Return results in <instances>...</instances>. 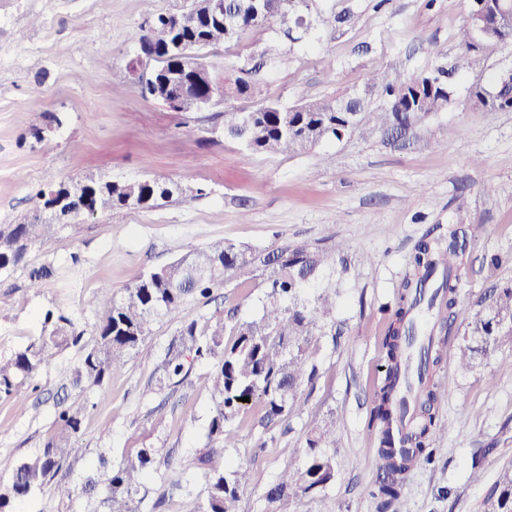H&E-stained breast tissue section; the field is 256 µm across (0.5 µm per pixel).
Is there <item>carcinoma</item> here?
Masks as SVG:
<instances>
[{
	"label": "carcinoma",
	"instance_id": "obj_1",
	"mask_svg": "<svg viewBox=\"0 0 512 512\" xmlns=\"http://www.w3.org/2000/svg\"><path fill=\"white\" fill-rule=\"evenodd\" d=\"M309 0H265V9L249 16L250 28L266 25L278 17L293 21L300 28L301 12ZM498 0H473L457 32L464 48L463 68H482L505 45L497 32L480 35L475 14L494 12ZM139 47L145 57L155 62L146 72L127 69L129 80L140 86L145 98L153 97V86L184 72L181 57L169 52L177 41L185 48H207L229 43L224 23L215 19L205 0H190L189 6L152 18L149 28H141ZM422 84L416 90L406 81L394 80L383 87L387 104L373 113L372 130L390 132L412 126L431 114L442 111L455 97V87L447 76L423 73L415 76ZM187 98L207 96L224 99V85L178 83ZM486 86L473 84L468 89L470 104L485 112H512L511 101L488 103ZM249 128L246 149L257 154H299L331 140L365 135L364 111L338 112L333 102L300 95V103L283 111L269 102L250 112L224 113V135L238 138L237 128ZM86 197L102 211L125 209L129 198L137 197L136 206L152 208L182 193L175 181L143 180L118 182L89 180ZM39 191L29 198L27 221L0 224V271L26 260L30 248L44 246L53 238L55 223L47 215V196ZM478 225L454 223L437 236L426 234L418 243L410 268L394 295L385 338L387 369L382 386L375 392L370 410V424L380 435L379 458L383 477L379 493L391 501L400 494L402 480L409 470L424 459L431 461L430 446L445 427L436 415L448 404V393L434 380L431 366L439 362L433 351L444 342L443 335L458 322L464 326L467 343L460 349L459 363L465 370L482 364L495 351L501 337L512 336V284L500 286L473 313L458 307L457 288L465 267L466 249L475 238ZM346 245L334 238L321 244H284L264 253L231 241H214L185 253L177 261L142 274L120 294L104 286L96 291L94 303L102 310L95 327L96 344L87 349L72 371L77 387L100 385L119 371L128 356L151 335L154 323L177 312L190 299H206L213 289L231 280L237 272L254 267L263 288L261 314L232 325L218 319L203 330L193 323L183 326L161 361L165 379L180 380L194 362L211 365L210 388L214 408L208 437L229 448L236 433L229 423L260 405L258 424L263 429L288 415L298 403L301 388L314 381L317 364L314 356L318 342L341 335L336 328V298L343 287L335 277L336 264L342 260ZM44 333L8 358L0 357V396L25 399L24 379L42 367L50 366L59 352L80 344L84 332L73 321L51 310L44 316ZM249 401L243 402L241 398ZM415 409L416 428L410 449L397 450L393 426L407 406ZM86 404L75 399L57 412L55 433L42 451L20 461L10 478L0 482V512H13L15 501L27 498L47 485L54 486L63 502L81 495L99 500L102 512H139L138 498L143 481L154 467L156 450L139 448L117 466L101 452L97 456V476L76 486L59 477L79 433ZM336 445V419L312 433L306 440L305 465L283 468L278 479L264 492L268 512H288V508L310 494H319L335 478V466L327 449ZM207 466L205 493L197 512H238L239 492L249 480V471L231 472L212 464L209 455L184 464V470ZM485 512H512V468H504L485 501Z\"/></svg>",
	"mask_w": 512,
	"mask_h": 512
}]
</instances>
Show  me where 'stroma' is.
I'll return each instance as SVG.
<instances>
[{"label":"stroma","instance_id":"35a3bbf8","mask_svg":"<svg viewBox=\"0 0 512 512\" xmlns=\"http://www.w3.org/2000/svg\"><path fill=\"white\" fill-rule=\"evenodd\" d=\"M186 0H0V224H18L30 196L66 180H172L182 196L147 209L83 215L57 225L52 241L32 246L24 263L0 272V356L40 336L46 311L69 316L84 336L36 372L27 400L0 398V481L55 431L56 393L81 398L87 415L66 478L82 484L98 453L121 462L140 448L157 452L140 495L142 512H194L203 470L182 474V460L213 453L225 470H251L239 512H266L263 498L283 467H302L307 437L336 417L330 454L336 475L323 502L306 497L295 512H483L499 470L512 464V371L502 360L512 338L476 369L459 363L464 330L441 352L437 382L448 403L432 463L416 465L399 499L377 495L378 435L369 425L375 388L385 373L382 339L392 302L416 244L436 225H481L458 284V302L477 309L491 288L512 282V112H484L466 102L468 87L491 84L512 65V43L485 68L457 73L454 101L395 142L374 132L319 144L294 156L256 154L224 135L225 113L299 96L333 100L373 84L370 111L384 82L456 66L467 0H312L307 31L284 34L281 20L203 51L218 78L238 76L255 93L196 112H176L143 98L126 71L140 52L145 21ZM279 51L267 57L268 44ZM192 126L194 136L183 133ZM492 183L493 195L480 187ZM343 241L349 260L371 257L337 300L342 334L315 356L318 373L288 418L261 430L259 409L233 421L235 447L211 449L213 401L207 365L180 384L159 386L155 369L188 323L205 326L255 317L262 290L252 271L214 290L208 303L187 302L155 323L124 368L102 385L79 390L70 372L96 340L99 312L86 304L102 284L121 291L141 274L216 239L268 251L284 243ZM50 267L31 287L29 272ZM265 438L266 448L256 446ZM483 453L480 480L471 462Z\"/></svg>","mask_w":512,"mask_h":512}]
</instances>
